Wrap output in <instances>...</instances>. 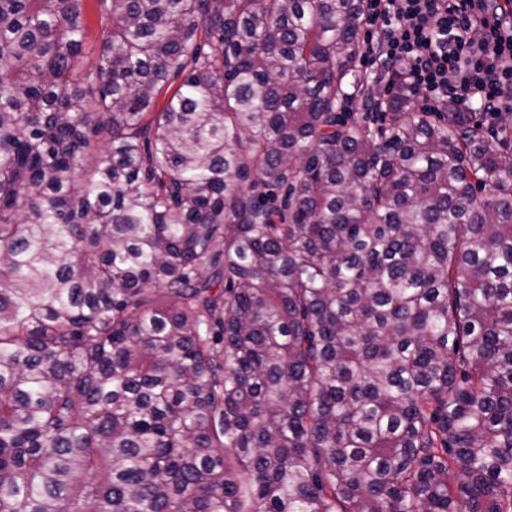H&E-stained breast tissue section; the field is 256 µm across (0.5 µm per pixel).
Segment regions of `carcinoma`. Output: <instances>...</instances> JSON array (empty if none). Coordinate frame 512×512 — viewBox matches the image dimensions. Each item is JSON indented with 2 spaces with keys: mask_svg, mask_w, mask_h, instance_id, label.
Here are the masks:
<instances>
[{
  "mask_svg": "<svg viewBox=\"0 0 512 512\" xmlns=\"http://www.w3.org/2000/svg\"><path fill=\"white\" fill-rule=\"evenodd\" d=\"M86 2L0 0V512H512V130L337 111L365 0ZM87 5L86 25L89 45L95 44L98 46L106 30L107 23L104 19H100V14L94 0H89Z\"/></svg>",
  "mask_w": 512,
  "mask_h": 512,
  "instance_id": "carcinoma-1",
  "label": "carcinoma"
}]
</instances>
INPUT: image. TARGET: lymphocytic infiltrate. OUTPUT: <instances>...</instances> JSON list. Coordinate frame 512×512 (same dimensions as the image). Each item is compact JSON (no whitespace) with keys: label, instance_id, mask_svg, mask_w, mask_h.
<instances>
[{"label":"lymphocytic infiltrate","instance_id":"1","mask_svg":"<svg viewBox=\"0 0 512 512\" xmlns=\"http://www.w3.org/2000/svg\"><path fill=\"white\" fill-rule=\"evenodd\" d=\"M361 63L388 89L413 88L434 112L512 111V25L491 0H366Z\"/></svg>","mask_w":512,"mask_h":512}]
</instances>
